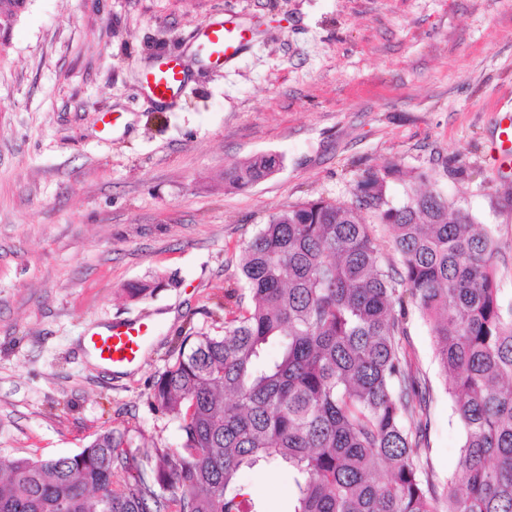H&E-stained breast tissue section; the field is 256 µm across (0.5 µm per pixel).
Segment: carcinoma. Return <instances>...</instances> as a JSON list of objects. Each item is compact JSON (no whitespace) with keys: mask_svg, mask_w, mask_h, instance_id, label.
I'll return each instance as SVG.
<instances>
[{"mask_svg":"<svg viewBox=\"0 0 512 512\" xmlns=\"http://www.w3.org/2000/svg\"><path fill=\"white\" fill-rule=\"evenodd\" d=\"M22 11L0 0V27ZM280 165L253 156L224 183L243 189ZM403 176L371 171L355 206H292L246 243L224 334L184 337L153 387L178 448L115 427L73 456L18 458L0 512H263L237 482L260 463L291 472L288 512H512V306L493 230L439 193L412 187L393 203ZM415 311L462 436L441 493L423 461L432 393L408 340Z\"/></svg>","mask_w":512,"mask_h":512,"instance_id":"obj_1","label":"carcinoma"}]
</instances>
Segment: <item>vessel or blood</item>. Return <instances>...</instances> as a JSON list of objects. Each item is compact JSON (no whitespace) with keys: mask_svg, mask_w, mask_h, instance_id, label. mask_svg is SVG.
Listing matches in <instances>:
<instances>
[{"mask_svg":"<svg viewBox=\"0 0 512 512\" xmlns=\"http://www.w3.org/2000/svg\"><path fill=\"white\" fill-rule=\"evenodd\" d=\"M211 60L233 61L247 42L244 26L232 16L210 23L201 34ZM185 81L179 64L164 61L145 76L144 88L148 97L166 100ZM500 164L512 166V117H504L495 129ZM152 329L144 323L114 321L88 327L85 337L87 349L106 364L126 368L137 362Z\"/></svg>","mask_w":512,"mask_h":512,"instance_id":"obj_1","label":"vessel or blood"}]
</instances>
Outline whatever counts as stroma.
Instances as JSON below:
<instances>
[{"mask_svg": "<svg viewBox=\"0 0 512 512\" xmlns=\"http://www.w3.org/2000/svg\"><path fill=\"white\" fill-rule=\"evenodd\" d=\"M236 15L253 35L214 64L199 35ZM187 81L158 106L142 91L159 60ZM512 95V0H27L0 32V468L79 452L128 427L175 449L150 405L183 336L218 332L242 246L302 202L349 204L369 170L428 177L494 230L512 303V169L492 134ZM261 153L278 171L225 187ZM154 290L132 300L130 284ZM150 322L131 372L91 364L84 333ZM409 341L430 379L429 471L444 486L462 443L429 326ZM263 512H287L284 469L242 471ZM281 165L280 158L262 154L236 163L224 170V183L234 189H243L272 175Z\"/></svg>", "mask_w": 512, "mask_h": 512, "instance_id": "obj_1", "label": "stroma"}]
</instances>
